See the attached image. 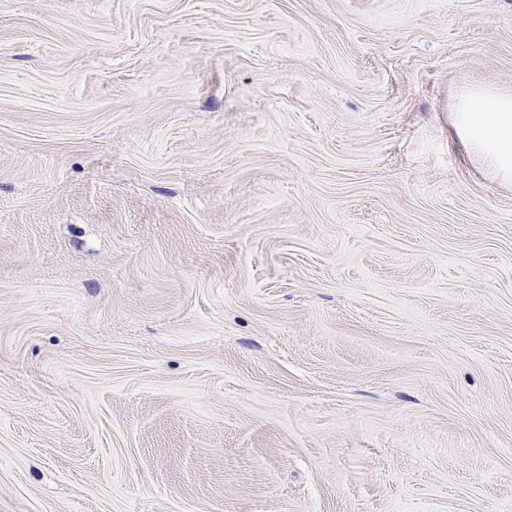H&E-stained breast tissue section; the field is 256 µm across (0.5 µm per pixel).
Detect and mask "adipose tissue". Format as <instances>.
<instances>
[{"mask_svg":"<svg viewBox=\"0 0 512 512\" xmlns=\"http://www.w3.org/2000/svg\"><path fill=\"white\" fill-rule=\"evenodd\" d=\"M452 124L460 141L482 158L491 176L512 183V95L486 87L459 93Z\"/></svg>","mask_w":512,"mask_h":512,"instance_id":"obj_1","label":"adipose tissue"}]
</instances>
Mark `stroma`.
Returning a JSON list of instances; mask_svg holds the SVG:
<instances>
[{"instance_id":"stroma-1","label":"stroma","mask_w":512,"mask_h":512,"mask_svg":"<svg viewBox=\"0 0 512 512\" xmlns=\"http://www.w3.org/2000/svg\"><path fill=\"white\" fill-rule=\"evenodd\" d=\"M512 0H0V512H512ZM452 124L460 141L482 158L491 176L512 183V95L486 87L457 96Z\"/></svg>"}]
</instances>
